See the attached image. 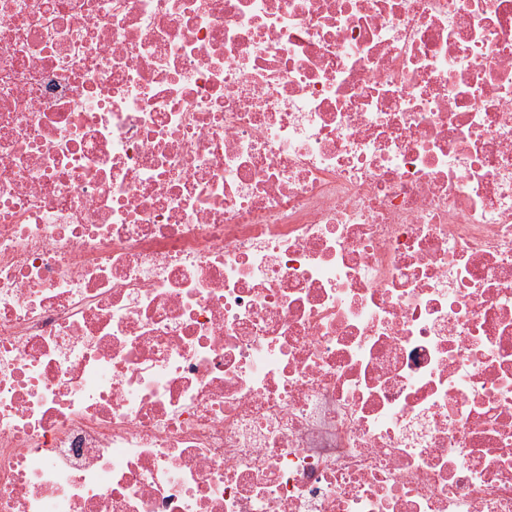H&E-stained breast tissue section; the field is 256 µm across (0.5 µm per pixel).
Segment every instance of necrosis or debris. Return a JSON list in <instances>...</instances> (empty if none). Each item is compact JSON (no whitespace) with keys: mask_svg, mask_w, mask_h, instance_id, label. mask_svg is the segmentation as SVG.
<instances>
[{"mask_svg":"<svg viewBox=\"0 0 512 512\" xmlns=\"http://www.w3.org/2000/svg\"><path fill=\"white\" fill-rule=\"evenodd\" d=\"M0 512H512V0H0Z\"/></svg>","mask_w":512,"mask_h":512,"instance_id":"1","label":"necrosis or debris"}]
</instances>
